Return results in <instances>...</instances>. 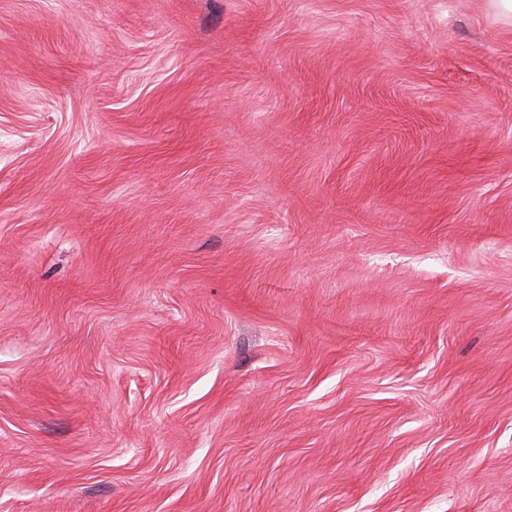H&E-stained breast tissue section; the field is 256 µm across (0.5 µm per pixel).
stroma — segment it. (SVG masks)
Instances as JSON below:
<instances>
[{"instance_id":"1","label":"stroma","mask_w":512,"mask_h":512,"mask_svg":"<svg viewBox=\"0 0 512 512\" xmlns=\"http://www.w3.org/2000/svg\"><path fill=\"white\" fill-rule=\"evenodd\" d=\"M0 512H512L485 0H0Z\"/></svg>"}]
</instances>
